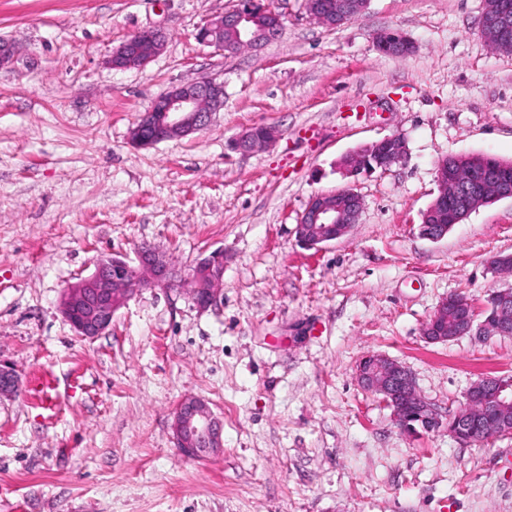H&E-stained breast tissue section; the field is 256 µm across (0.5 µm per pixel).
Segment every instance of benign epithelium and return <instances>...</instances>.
Returning a JSON list of instances; mask_svg holds the SVG:
<instances>
[{
    "instance_id": "7a95c632",
    "label": "benign epithelium",
    "mask_w": 512,
    "mask_h": 512,
    "mask_svg": "<svg viewBox=\"0 0 512 512\" xmlns=\"http://www.w3.org/2000/svg\"><path fill=\"white\" fill-rule=\"evenodd\" d=\"M369 0H305L307 14L322 25L340 27L363 13ZM283 20L261 0H238L237 6L223 15L209 19L196 39L214 46L224 54H234L243 47L254 51L276 39ZM479 29L494 40L500 50L512 53V4L507 0H483ZM164 47L163 36L152 29H142L113 49L112 68L124 70L142 67L157 57ZM224 107V84L211 78L189 84H176L160 94L147 113L131 129L130 139L137 147H152L161 142L188 137L207 124L211 116ZM278 138L272 126L244 129L235 140L237 151L249 154L271 145ZM407 142L393 133L368 144L347 157L344 172L349 177L375 170L386 171L407 157ZM376 158V168L363 165ZM438 195L422 216L421 232L439 240L479 206L504 198L512 199V183L494 172L465 183L448 182V158L436 165ZM453 205H448V199ZM362 196L346 186L334 192L317 193L307 202L295 226L297 242L307 249H321L345 236L359 220ZM224 251L215 250L188 268L172 263L163 250L142 245L137 261L116 257L97 260L93 272L67 285L59 308L76 335L93 339L112 326L113 314L140 288H162L188 295L200 309L220 302L223 291ZM457 314L455 327H448V309ZM482 338L512 335V286L491 290L484 307V319L477 321L472 303L466 298L446 297L425 323L423 336L430 343H445L459 336ZM358 383L381 397L391 410L398 429L408 434L434 432L446 427L459 441L467 437L470 423L481 419L494 424L497 434H511L512 424L503 420L512 411V384L498 376L478 379L468 390L465 403L455 414L443 417L417 391L415 377L401 362L384 355L372 354L357 368ZM16 372L0 365V396L16 394ZM173 439L180 451L190 458H204L224 447V424L208 402L188 397L174 413Z\"/></svg>"
}]
</instances>
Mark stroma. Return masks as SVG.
Returning <instances> with one entry per match:
<instances>
[{
    "mask_svg": "<svg viewBox=\"0 0 512 512\" xmlns=\"http://www.w3.org/2000/svg\"><path fill=\"white\" fill-rule=\"evenodd\" d=\"M281 36L258 51L196 39L236 0H0V512H512V434L463 444L398 430L359 363L406 365L441 413L485 375H512V337L431 344L451 294L482 310L512 254V199L440 240L419 233L451 155L512 161V54L478 36L482 0H370L331 29L304 0H266ZM164 32L143 67L108 59L132 33ZM414 45L378 53L381 30ZM210 77L224 107L197 133L130 144L170 86ZM268 125L247 155L232 143ZM408 160L348 179L347 155L394 132ZM354 185L364 209L320 250L296 243L309 198ZM180 266L224 252L222 300L143 288L94 339L59 309L103 255L138 246ZM224 421V450L191 459L173 413L187 397ZM278 138V131L272 126L245 128L235 140L237 151L249 154L271 145Z\"/></svg>",
    "mask_w": 512,
    "mask_h": 512,
    "instance_id": "1",
    "label": "stroma"
}]
</instances>
